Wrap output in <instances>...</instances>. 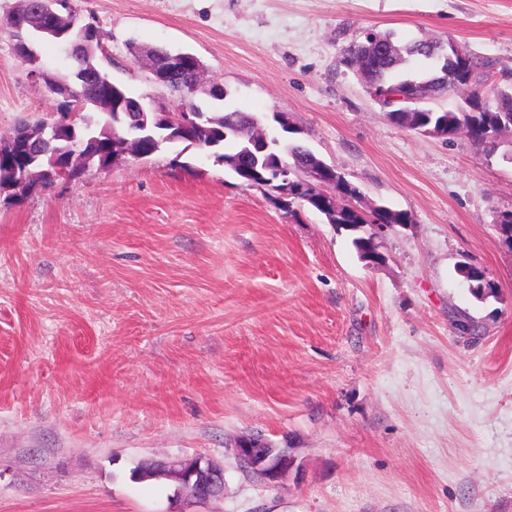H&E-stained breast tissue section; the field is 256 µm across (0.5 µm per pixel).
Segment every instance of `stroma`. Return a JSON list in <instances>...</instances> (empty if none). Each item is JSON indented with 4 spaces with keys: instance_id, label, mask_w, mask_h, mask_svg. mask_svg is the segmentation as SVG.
<instances>
[{
    "instance_id": "1",
    "label": "stroma",
    "mask_w": 512,
    "mask_h": 512,
    "mask_svg": "<svg viewBox=\"0 0 512 512\" xmlns=\"http://www.w3.org/2000/svg\"><path fill=\"white\" fill-rule=\"evenodd\" d=\"M0 0V138L57 102ZM103 67L150 94L130 43L189 50L225 107L287 113L300 141L411 221L370 267L346 231L167 146L21 198L0 191V512H512V130L495 153L392 125L342 46L455 41L512 82V0H73ZM495 285L476 297L459 263ZM477 327L462 336L457 320ZM290 445L299 474L246 475L232 446ZM204 455L224 496L136 482Z\"/></svg>"
}]
</instances>
